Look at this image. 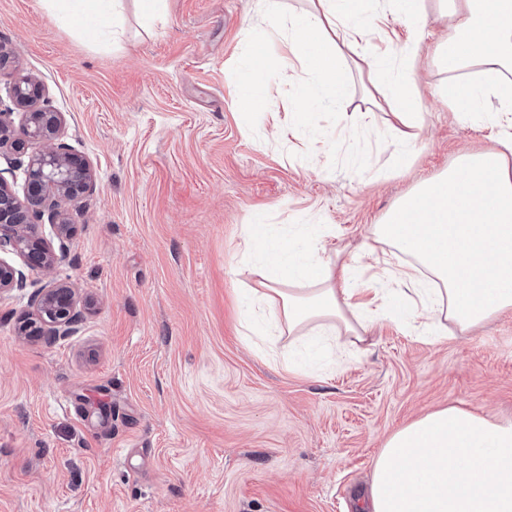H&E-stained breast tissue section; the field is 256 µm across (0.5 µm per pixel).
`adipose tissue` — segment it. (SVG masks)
<instances>
[{
  "mask_svg": "<svg viewBox=\"0 0 512 512\" xmlns=\"http://www.w3.org/2000/svg\"><path fill=\"white\" fill-rule=\"evenodd\" d=\"M64 27L82 36L117 33L121 0H42ZM448 32L434 59L448 72L439 98L461 120L488 112L512 113V0H452ZM402 20L410 35L424 27V0H377L374 10L346 0H311L310 10L290 19L281 65L303 61L322 98L344 96L347 76L340 48L357 53L378 28L373 16ZM387 48L370 64L372 87L402 125L399 142L418 139L420 117L408 65L418 55ZM375 240L406 255L399 296L415 295L426 332L449 325L469 332L512 310V136L496 147L464 153L431 180L401 197L373 228ZM309 234L300 242L251 224L244 254L262 269L252 302L271 308L280 333L317 339L343 334L363 341L374 312L364 289L349 287L347 263L321 254ZM369 512H512V420L448 406L392 433L376 456L368 491Z\"/></svg>",
  "mask_w": 512,
  "mask_h": 512,
  "instance_id": "adipose-tissue-1",
  "label": "adipose tissue"
}]
</instances>
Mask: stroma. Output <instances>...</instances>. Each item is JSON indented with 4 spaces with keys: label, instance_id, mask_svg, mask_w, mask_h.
<instances>
[{
    "label": "stroma",
    "instance_id": "35a3bbf8",
    "mask_svg": "<svg viewBox=\"0 0 512 512\" xmlns=\"http://www.w3.org/2000/svg\"><path fill=\"white\" fill-rule=\"evenodd\" d=\"M308 7L164 0L149 22L124 0L113 43L64 29L41 0H0L13 68L42 82L96 174L51 276L0 295V512H358L351 495L396 430L446 406L512 418V311L444 336L391 321L397 283L370 233L512 122L464 127L437 98L438 22L422 34L409 166L351 51L347 94L297 117L302 73L280 67L273 36ZM265 38L267 80L240 102V63ZM257 222L290 236L312 226L384 288L383 317L340 367L310 347L290 371L242 335L260 281L243 237ZM51 281L75 289L77 332L18 335Z\"/></svg>",
    "mask_w": 512,
    "mask_h": 512
}]
</instances>
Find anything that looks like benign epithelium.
<instances>
[{
	"instance_id": "obj_1",
	"label": "benign epithelium",
	"mask_w": 512,
	"mask_h": 512,
	"mask_svg": "<svg viewBox=\"0 0 512 512\" xmlns=\"http://www.w3.org/2000/svg\"><path fill=\"white\" fill-rule=\"evenodd\" d=\"M8 93L14 109L0 110V150L9 147L26 156V202L0 177V254H12L23 265L20 269L0 258V295L26 287V269L43 275L53 271L74 233L75 202L94 185L90 164L61 142L64 118L49 105L44 87L30 76H20ZM28 144L37 148L29 153ZM45 222L54 230L56 248L38 232ZM35 307V317L20 327L26 335L69 336L81 320L75 292L64 285L39 289Z\"/></svg>"
}]
</instances>
